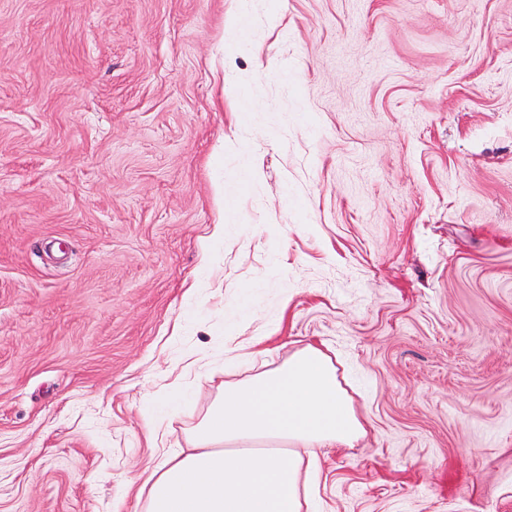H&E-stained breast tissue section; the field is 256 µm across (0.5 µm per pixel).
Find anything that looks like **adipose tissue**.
Returning a JSON list of instances; mask_svg holds the SVG:
<instances>
[{"label":"adipose tissue","instance_id":"obj_1","mask_svg":"<svg viewBox=\"0 0 512 512\" xmlns=\"http://www.w3.org/2000/svg\"><path fill=\"white\" fill-rule=\"evenodd\" d=\"M192 395L182 384L143 404L159 430ZM364 418L320 346L295 350L273 368L228 373L185 448L156 449V461L129 482L140 512H313L320 448H351Z\"/></svg>","mask_w":512,"mask_h":512}]
</instances>
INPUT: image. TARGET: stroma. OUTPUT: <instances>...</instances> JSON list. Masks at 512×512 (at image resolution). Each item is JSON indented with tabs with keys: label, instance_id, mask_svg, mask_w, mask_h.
<instances>
[{
	"label": "stroma",
	"instance_id": "35a3bbf8",
	"mask_svg": "<svg viewBox=\"0 0 512 512\" xmlns=\"http://www.w3.org/2000/svg\"><path fill=\"white\" fill-rule=\"evenodd\" d=\"M266 5L0 0V512H135L273 328L368 424L321 512H512V0ZM274 334V331H269L261 336H251L247 340L235 342L230 347L225 346V352L223 346L218 357H223L224 353H226L227 357H230L243 350H249L248 355L252 357L271 355L274 350L271 346L277 337L273 336ZM193 392L194 390H189L177 382L163 395L147 398L143 404V418L146 426L158 431L165 417L174 414Z\"/></svg>",
	"mask_w": 512,
	"mask_h": 512
}]
</instances>
